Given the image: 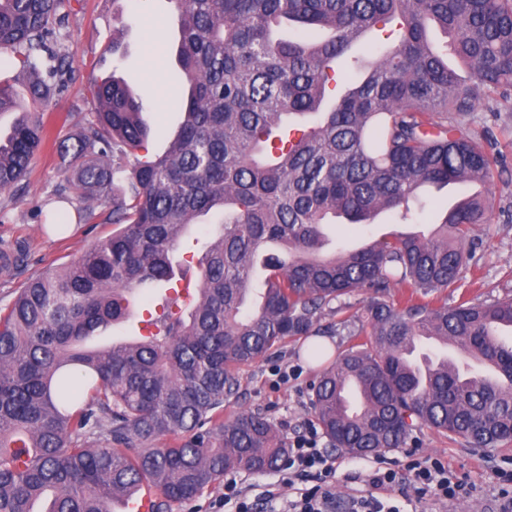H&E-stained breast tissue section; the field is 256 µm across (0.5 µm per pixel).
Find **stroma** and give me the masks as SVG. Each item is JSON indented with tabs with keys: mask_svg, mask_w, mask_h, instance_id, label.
I'll return each mask as SVG.
<instances>
[{
	"mask_svg": "<svg viewBox=\"0 0 512 512\" xmlns=\"http://www.w3.org/2000/svg\"><path fill=\"white\" fill-rule=\"evenodd\" d=\"M61 11L67 20L58 31L69 56L71 75L67 87L45 111L48 139L31 162L25 182L17 189L0 191V242L12 246L24 243L23 263L13 274L0 273V310L6 309L31 278L49 268H58L78 259L113 230L109 224L71 223L64 233L51 231L57 211L73 213L71 204L54 200L62 179V163L55 145L74 137L96 110L92 91L108 74L123 78L134 92L148 91L152 110L145 119L150 136L148 154L162 153L181 120L171 103L176 94L173 75L177 68L179 18L171 0H64ZM155 16L165 22L161 33H153L143 23ZM122 45L112 53L113 42ZM495 219L478 224L471 236L477 243L474 259L460 288L448 292L449 304L461 298L482 301L512 294V152H507L505 168L496 181ZM391 215L374 224L345 230L329 224L324 232L330 247H354L383 235L399 232ZM311 337L289 338L271 357L242 366L241 388L224 401V418L233 420L240 412L259 411L276 424L286 438L313 423L308 388L318 368L309 361ZM418 446L399 448L382 456H354L332 450L336 474L331 480L332 512H345L349 499L360 496L386 498L405 494L411 512H503L512 502V482L504 475L512 471V443L480 452L468 450L464 440L430 429L418 434ZM440 459L466 486V497L448 503L417 493L407 477L411 460ZM391 463L403 479L401 487L372 490L367 482L371 470L381 462ZM249 501L262 504L267 495L293 498L302 483L284 485L278 471L232 474Z\"/></svg>",
	"mask_w": 512,
	"mask_h": 512,
	"instance_id": "1",
	"label": "stroma"
}]
</instances>
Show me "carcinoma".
<instances>
[{
    "label": "carcinoma",
    "instance_id": "obj_1",
    "mask_svg": "<svg viewBox=\"0 0 512 512\" xmlns=\"http://www.w3.org/2000/svg\"><path fill=\"white\" fill-rule=\"evenodd\" d=\"M63 0H0V50L16 54L28 100L0 84V112L20 117L0 139V191L25 180L46 138L42 110L66 86L54 39ZM182 120L159 155L141 156L151 107L111 74L97 112L58 153L60 199L112 234L78 260L30 279L0 311V512H112L147 484L152 512L195 499L230 470L273 469L287 442L267 417L224 421L240 367L294 336H323L325 310L369 294L364 339L321 369L310 408L332 448H401L421 428L473 451L512 442V297L455 305L476 224L495 214L504 154L473 127L480 100L512 112V0H171ZM396 39L363 63L354 46L380 23ZM435 25L448 37L436 45ZM341 69L345 92L327 100ZM302 125L300 138L276 136ZM472 186L427 237L405 233L321 254L323 224L414 218L427 186ZM223 213L202 243L195 226ZM202 243L191 260L174 253ZM199 274L187 303L128 343L89 345L136 316L158 288ZM411 289L401 300L393 288ZM425 336L456 352L423 353ZM101 430L111 446L88 439Z\"/></svg>",
    "mask_w": 512,
    "mask_h": 512
}]
</instances>
